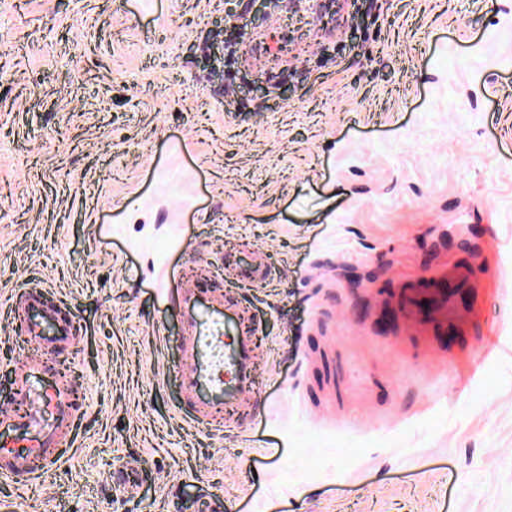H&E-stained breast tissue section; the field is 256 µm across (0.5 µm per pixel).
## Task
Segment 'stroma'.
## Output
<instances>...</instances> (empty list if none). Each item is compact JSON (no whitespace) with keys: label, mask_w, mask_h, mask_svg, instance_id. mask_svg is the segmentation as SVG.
<instances>
[{"label":"stroma","mask_w":512,"mask_h":512,"mask_svg":"<svg viewBox=\"0 0 512 512\" xmlns=\"http://www.w3.org/2000/svg\"><path fill=\"white\" fill-rule=\"evenodd\" d=\"M254 39L228 54L225 21ZM0 0V396L57 290L78 440L0 512H512V0ZM289 35L287 54L256 49ZM264 254L240 283L228 252ZM196 261L262 320L248 430L180 419ZM159 473L116 484L130 464ZM308 2V8L320 18L326 14L336 15L344 12L355 0H288V9L299 11L301 4Z\"/></svg>","instance_id":"35a3bbf8"}]
</instances>
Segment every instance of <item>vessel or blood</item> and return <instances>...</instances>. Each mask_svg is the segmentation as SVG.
Returning a JSON list of instances; mask_svg holds the SVG:
<instances>
[{
  "label": "vessel or blood",
  "mask_w": 512,
  "mask_h": 512,
  "mask_svg": "<svg viewBox=\"0 0 512 512\" xmlns=\"http://www.w3.org/2000/svg\"><path fill=\"white\" fill-rule=\"evenodd\" d=\"M157 292L170 302L182 327L180 417L190 424L229 419L244 425L256 406L264 360L259 324L244 298L227 297L208 272L177 275L162 270ZM12 330L36 345L13 362L10 394L0 408V477L28 481L61 463L75 444L84 408L77 382L60 373L42 350L66 351L79 329L64 300L36 286L15 294Z\"/></svg>",
  "instance_id": "vessel-or-blood-1"
}]
</instances>
